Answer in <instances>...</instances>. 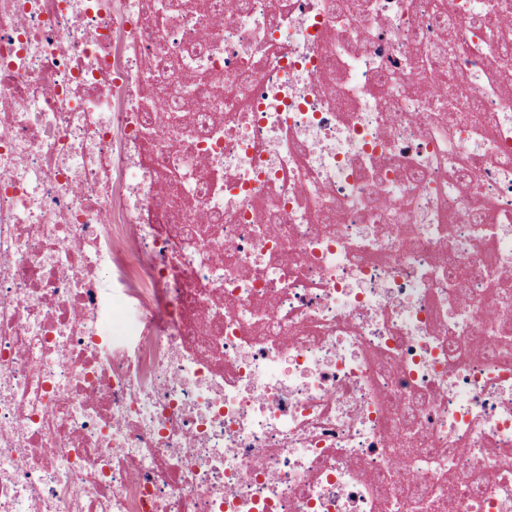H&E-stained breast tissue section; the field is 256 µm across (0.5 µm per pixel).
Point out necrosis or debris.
Wrapping results in <instances>:
<instances>
[{"instance_id":"necrosis-or-debris-1","label":"necrosis or debris","mask_w":512,"mask_h":512,"mask_svg":"<svg viewBox=\"0 0 512 512\" xmlns=\"http://www.w3.org/2000/svg\"><path fill=\"white\" fill-rule=\"evenodd\" d=\"M346 2L0 0V512H512V0Z\"/></svg>"}]
</instances>
